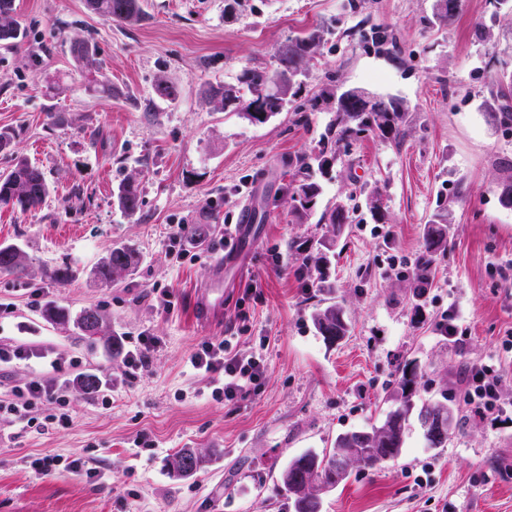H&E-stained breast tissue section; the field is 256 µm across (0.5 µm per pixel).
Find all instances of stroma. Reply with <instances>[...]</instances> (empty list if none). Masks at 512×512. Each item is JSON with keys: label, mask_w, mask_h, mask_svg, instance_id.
Here are the masks:
<instances>
[{"label": "stroma", "mask_w": 512, "mask_h": 512, "mask_svg": "<svg viewBox=\"0 0 512 512\" xmlns=\"http://www.w3.org/2000/svg\"><path fill=\"white\" fill-rule=\"evenodd\" d=\"M24 38L0 47V128L12 151L42 168L51 195L37 211L0 209V242L20 244L30 274L0 277V343L49 347L81 372L112 385V401L67 391L72 423L40 433L0 421V512H293L279 488L296 454L330 447L337 434L380 422L405 362L424 377L419 398L448 392L458 424L442 448L412 424L402 454L377 468L353 466L322 497L321 512H512V209L499 186L512 179V129L487 106L512 95V7L465 0L448 25L429 24L433 0H142L138 22L91 13L85 0H15ZM383 25L393 43L363 37ZM323 35L305 80L308 96L336 85L399 99V142L364 132L341 145L316 214L343 205L351 216L326 273L303 265V250L326 235L297 221L288 204L295 163L336 121L321 102L308 122L284 110L252 123L214 108L212 87L236 84L244 68H275L289 38ZM95 42L101 73L77 70L73 37ZM166 80L176 100L158 99ZM64 86L56 95L53 84ZM134 178L141 208L121 213L118 183ZM378 201L383 220L369 203ZM263 207L246 225L239 258L217 270L224 227L242 207ZM448 233L424 294L411 286L424 227L437 209ZM195 225L198 260L178 259L170 236ZM140 255L134 274L110 285L90 276L107 250ZM397 271H387L389 257ZM74 276L60 284L50 269ZM172 293L159 306L153 285ZM111 315V335L89 338L55 324L46 304ZM339 304L349 323L327 344L313 312ZM454 314L456 340L436 323ZM158 342L147 371L130 377L125 354L141 332ZM231 334L234 351L262 353L260 388L235 404L214 391L217 375L192 367L197 345ZM495 365L505 412L470 415L465 368ZM147 439L149 447L138 444ZM191 448L205 458L195 475L170 473L169 458ZM90 461L96 482L59 470L35 474L42 456ZM429 466L425 487L412 472Z\"/></svg>", "instance_id": "stroma-1"}]
</instances>
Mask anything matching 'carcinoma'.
Here are the masks:
<instances>
[{"label": "carcinoma", "mask_w": 512, "mask_h": 512, "mask_svg": "<svg viewBox=\"0 0 512 512\" xmlns=\"http://www.w3.org/2000/svg\"><path fill=\"white\" fill-rule=\"evenodd\" d=\"M89 11L118 23H134L142 15L140 0H86ZM463 0H435L430 23L446 25L459 16ZM15 0H0V44L8 47L22 35L19 22L14 18ZM321 36L312 31L288 40L278 50L277 67H250L242 71L239 85L211 90L210 101L220 109L229 106L241 117L252 123H264L282 111L285 104L294 102L305 90L299 77L320 54ZM70 55L76 68L98 72L101 62L96 45L85 38H75L70 44ZM336 123L322 137L318 148L299 160L298 179L288 198L291 213L303 222L312 214L316 199L322 192L321 185L313 179L314 169L330 167L336 158V146L360 133L371 131L379 137L397 141L401 136L400 124L404 109L393 98L363 97L359 89L352 88L335 95ZM491 109L503 124H512V105L509 97L500 93L494 98ZM50 194L45 172L27 159L18 157L10 169L0 173V207H11L22 213L40 209ZM118 209L132 216L140 209V196L134 181L129 179L118 185L115 191ZM348 213L335 206L322 213L319 223L329 225V234L307 248L304 263L323 270L330 262L336 247V227L347 223ZM448 230V215L438 212L424 229V251L415 262L413 279L417 283V295H422L432 284L437 260ZM139 264L138 253L126 246L111 248L103 256L92 275L103 282L132 274ZM26 271V252L17 243H0V276L17 279ZM45 315L60 325L73 324L82 335H88L86 322L95 318L109 325V315L100 308H90L72 318L54 305L45 307ZM312 321L323 339L334 344L349 331L342 308L331 304L315 310ZM418 367L407 363L394 382L392 398L397 406L385 414L378 424L352 429L336 436L330 450L321 453L306 450L293 456L280 473V489L288 495V503L294 512H321L320 492L332 489L349 477V469H336V457H347L346 465L359 463L368 468L393 460L402 454L409 416L418 412L420 422L436 412H444L455 419L454 408L448 404V391H440V397L416 403ZM187 457L191 466L180 471L170 467L173 474L185 477L195 473L203 463V457L191 448L174 454Z\"/></svg>", "instance_id": "1"}]
</instances>
